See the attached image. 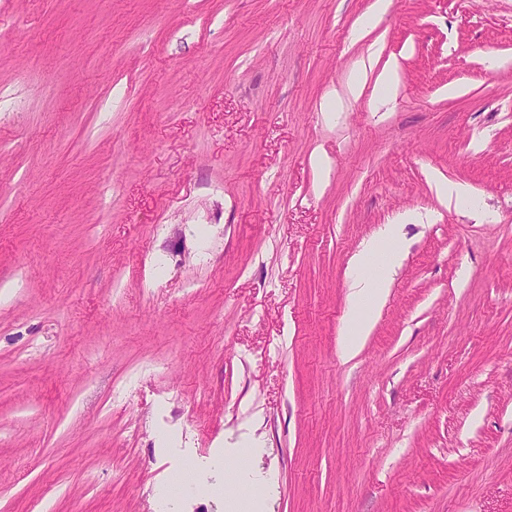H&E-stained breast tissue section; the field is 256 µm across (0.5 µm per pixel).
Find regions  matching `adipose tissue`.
<instances>
[{"label": "adipose tissue", "mask_w": 512, "mask_h": 512, "mask_svg": "<svg viewBox=\"0 0 512 512\" xmlns=\"http://www.w3.org/2000/svg\"><path fill=\"white\" fill-rule=\"evenodd\" d=\"M401 254L400 229L395 224L387 225L354 260L355 274L350 288L353 308L368 316L377 311Z\"/></svg>", "instance_id": "ef3b65f1"}]
</instances>
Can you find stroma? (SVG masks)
<instances>
[{"label": "stroma", "mask_w": 512, "mask_h": 512, "mask_svg": "<svg viewBox=\"0 0 512 512\" xmlns=\"http://www.w3.org/2000/svg\"><path fill=\"white\" fill-rule=\"evenodd\" d=\"M374 2L0 0V512H512V0ZM436 189L440 197L448 201L449 204L454 203L456 208L466 207L470 202V193L462 185L437 182ZM399 228L400 224H387L380 236L354 260L350 299L353 308L364 311L365 318L357 329L347 334L350 337L342 345L345 357L361 347L370 318L385 299L387 284L402 254Z\"/></svg>", "instance_id": "1"}]
</instances>
